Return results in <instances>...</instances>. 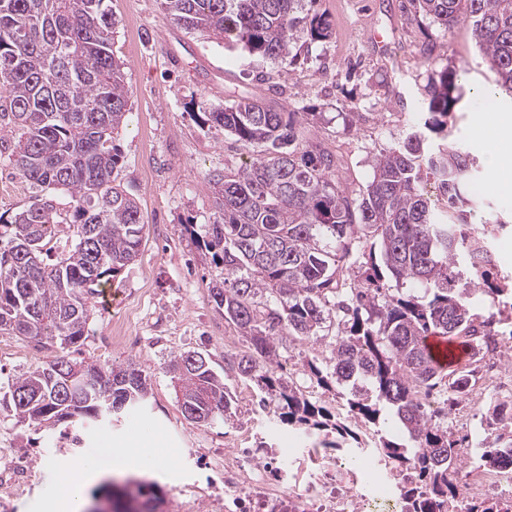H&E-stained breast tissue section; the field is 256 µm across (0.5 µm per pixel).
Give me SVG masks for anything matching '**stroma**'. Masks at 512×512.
Returning <instances> with one entry per match:
<instances>
[{"mask_svg": "<svg viewBox=\"0 0 512 512\" xmlns=\"http://www.w3.org/2000/svg\"><path fill=\"white\" fill-rule=\"evenodd\" d=\"M105 4L117 22L113 49L125 63L130 108L114 136L122 161L118 179L138 202L146 230L139 256L108 286L111 305L93 298L74 356L103 368L134 362L147 377L149 395L111 424L86 423L77 447L71 432L18 422L0 399V452L22 456L30 467L21 486L0 482V512H55L53 461L82 466L106 445L128 451L133 474L156 475L163 512H224V482L214 467L225 444L290 447L291 467L302 472L319 438L281 424L274 405H259L252 383L231 376L225 379L235 395L231 418L189 422L165 371L173 356L196 351L209 355L214 371L223 374L225 352L248 348L210 297L208 286L220 270L191 230L215 219L206 174L238 168L249 153L222 128L201 124L197 113L243 96L264 97L280 111L298 113L301 135L332 151L343 179L359 188L371 180L376 155L422 128L429 86L441 71L460 68L462 83L473 89L495 86L496 75L467 26L446 31L411 0H315L313 10L330 22L332 35L315 41L298 30L290 63L186 33L166 17L161 0ZM374 31L383 34V43L371 39ZM507 115L512 97L506 95L480 112L461 107L448 119L447 136L433 141L486 159L497 142L496 123ZM481 181L472 224L511 219L512 191L487 175ZM18 182L0 158L2 223L33 196ZM51 357L32 339L0 334V396Z\"/></svg>", "mask_w": 512, "mask_h": 512, "instance_id": "35a3bbf8", "label": "stroma"}]
</instances>
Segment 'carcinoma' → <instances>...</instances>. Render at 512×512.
I'll list each match as a JSON object with an SVG mask.
<instances>
[{
	"label": "carcinoma",
	"mask_w": 512,
	"mask_h": 512,
	"mask_svg": "<svg viewBox=\"0 0 512 512\" xmlns=\"http://www.w3.org/2000/svg\"><path fill=\"white\" fill-rule=\"evenodd\" d=\"M314 0H162L165 15L187 32L241 42L274 60L290 57L293 32L331 34L327 20L306 12ZM448 31L459 24L512 92V0H412ZM104 0H0V157L37 190L6 225L0 245V334L26 336L55 350L46 364L12 384L9 403L35 429L74 428L146 402L147 379L130 362L102 369L70 356L85 336L90 300L140 252V207L117 183L121 156L113 134L129 113L123 62L112 49L115 20ZM500 102L495 90L468 91L445 69L430 91L425 129L439 134L464 98ZM244 148L263 146L234 170L205 177L218 217L198 239L222 280L210 288L224 320L250 345L224 352V375L197 352L166 367L191 422L228 417L234 403L224 377L237 375L276 404L278 419L317 435L326 450L360 447L348 423L375 426L391 418L405 438L385 436L371 452L402 476L413 512H453L466 438L448 431L468 371L437 365L428 336L459 340L494 353L503 297L512 288L489 281L496 267L487 227L470 224L478 203L480 165L461 147L428 148L408 134L373 159L360 193L343 184L334 155L301 142L295 113L245 96L202 113ZM437 183L440 198L426 189ZM71 198L72 220L50 191ZM66 226L67 247L52 240ZM487 305V314L476 312ZM322 348L306 361L318 387L346 391L347 415L335 417L279 373L288 343ZM512 434L482 444V465L497 468ZM114 512H158L152 496L132 511L112 493Z\"/></svg>",
	"instance_id": "obj_1"
}]
</instances>
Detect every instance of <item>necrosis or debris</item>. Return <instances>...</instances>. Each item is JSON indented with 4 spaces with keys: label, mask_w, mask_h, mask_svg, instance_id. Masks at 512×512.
<instances>
[{
    "label": "necrosis or debris",
    "mask_w": 512,
    "mask_h": 512,
    "mask_svg": "<svg viewBox=\"0 0 512 512\" xmlns=\"http://www.w3.org/2000/svg\"><path fill=\"white\" fill-rule=\"evenodd\" d=\"M359 482L340 459H323L305 488L288 483V451L262 455L250 448L224 451V512H403L405 504L396 484L377 470ZM457 512L484 504L507 506L512 512V465L488 469L474 465L457 471Z\"/></svg>",
    "instance_id": "necrosis-or-debris-1"
}]
</instances>
